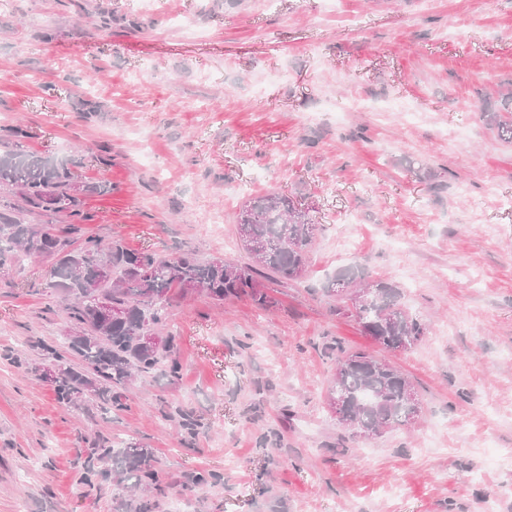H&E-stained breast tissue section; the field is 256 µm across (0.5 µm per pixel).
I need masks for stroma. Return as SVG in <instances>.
<instances>
[{"label": "stroma", "mask_w": 512, "mask_h": 512, "mask_svg": "<svg viewBox=\"0 0 512 512\" xmlns=\"http://www.w3.org/2000/svg\"><path fill=\"white\" fill-rule=\"evenodd\" d=\"M139 2L0 12V143L77 161L109 187L87 234L163 254L246 261L224 250L241 205L286 194L316 226L309 272L269 309L174 296L179 379L106 414L33 373L66 348L49 260L0 271V512H116L127 492L91 455L130 442L158 512H512V142L482 119L512 102V0ZM354 266L400 287L422 341L385 350L336 314L325 288ZM338 345L398 368L417 420L343 428Z\"/></svg>", "instance_id": "stroma-1"}]
</instances>
